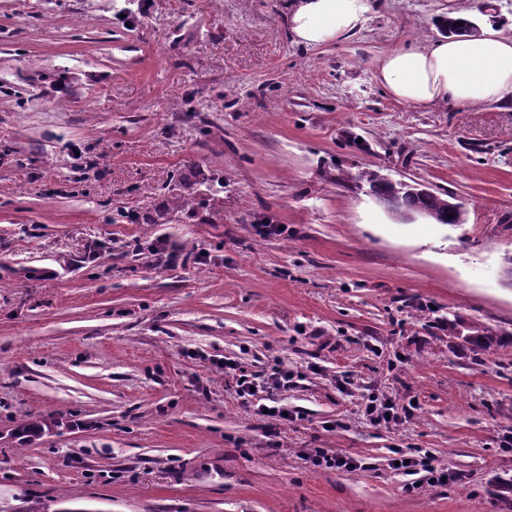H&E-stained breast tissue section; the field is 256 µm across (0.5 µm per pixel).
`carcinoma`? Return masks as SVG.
Returning a JSON list of instances; mask_svg holds the SVG:
<instances>
[{"mask_svg":"<svg viewBox=\"0 0 512 512\" xmlns=\"http://www.w3.org/2000/svg\"><path fill=\"white\" fill-rule=\"evenodd\" d=\"M339 182L363 183L375 188L377 192L392 196L404 208H421L438 224H463L465 212L448 207V195L431 191L424 194L401 192L400 183L390 181L374 170H363L356 176L349 174L338 177ZM177 191L168 196L167 204L155 211V214L144 217L147 224H166L169 219L179 213L194 211L195 195L187 190V177L183 174L177 178ZM448 335L464 336L465 340L475 343L480 348H487L496 341L498 331L484 323H465L458 319L448 320Z\"/></svg>","mask_w":512,"mask_h":512,"instance_id":"cac0c4a2","label":"carcinoma"}]
</instances>
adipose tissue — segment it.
<instances>
[{
    "mask_svg": "<svg viewBox=\"0 0 512 512\" xmlns=\"http://www.w3.org/2000/svg\"><path fill=\"white\" fill-rule=\"evenodd\" d=\"M371 9V0H291L288 28L296 43L324 46L353 34ZM374 74L394 101L418 109L499 102L512 97V35L489 24L476 35L404 44L379 56Z\"/></svg>",
    "mask_w": 512,
    "mask_h": 512,
    "instance_id": "1",
    "label": "adipose tissue"
}]
</instances>
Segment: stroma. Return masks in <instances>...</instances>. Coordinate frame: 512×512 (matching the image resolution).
Returning a JSON list of instances; mask_svg holds the SVG:
<instances>
[{
	"label": "stroma",
	"mask_w": 512,
	"mask_h": 512,
	"mask_svg": "<svg viewBox=\"0 0 512 512\" xmlns=\"http://www.w3.org/2000/svg\"><path fill=\"white\" fill-rule=\"evenodd\" d=\"M449 8L512 33V0H376L322 47L294 42L287 0H0V512H512V103L422 110L374 77ZM365 168L465 224L336 181ZM195 172L224 184L143 223ZM160 240L205 258L133 251ZM224 359L298 372L294 422L240 405ZM372 393L412 411L370 426ZM396 448L463 479L405 493ZM464 330L468 332L463 336L465 340L473 342L483 349L490 347L493 342H496L498 336V331L494 327L484 323H465L459 319H448L449 335L462 336ZM307 459L314 467H326L341 471L353 472L366 468L365 463L352 455L334 451L330 448H313Z\"/></svg>",
	"instance_id": "1"
}]
</instances>
